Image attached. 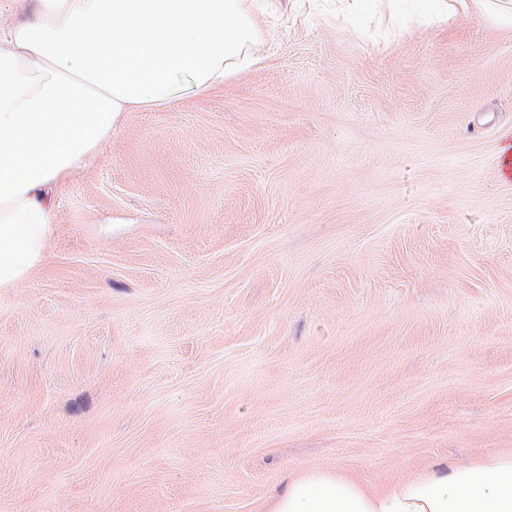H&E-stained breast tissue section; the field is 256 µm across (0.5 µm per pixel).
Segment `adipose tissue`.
<instances>
[{
    "instance_id": "adipose-tissue-1",
    "label": "adipose tissue",
    "mask_w": 512,
    "mask_h": 512,
    "mask_svg": "<svg viewBox=\"0 0 512 512\" xmlns=\"http://www.w3.org/2000/svg\"><path fill=\"white\" fill-rule=\"evenodd\" d=\"M0 27V291L45 262L55 197L127 113L255 65L240 0H8ZM265 512H512V453L438 463L375 488L314 470Z\"/></svg>"
}]
</instances>
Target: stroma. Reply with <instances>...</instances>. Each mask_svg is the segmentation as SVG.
<instances>
[{"label":"stroma","instance_id":"35a3bbf8","mask_svg":"<svg viewBox=\"0 0 512 512\" xmlns=\"http://www.w3.org/2000/svg\"><path fill=\"white\" fill-rule=\"evenodd\" d=\"M242 8L260 62L128 113L0 292V512H261L512 451V28Z\"/></svg>","mask_w":512,"mask_h":512}]
</instances>
